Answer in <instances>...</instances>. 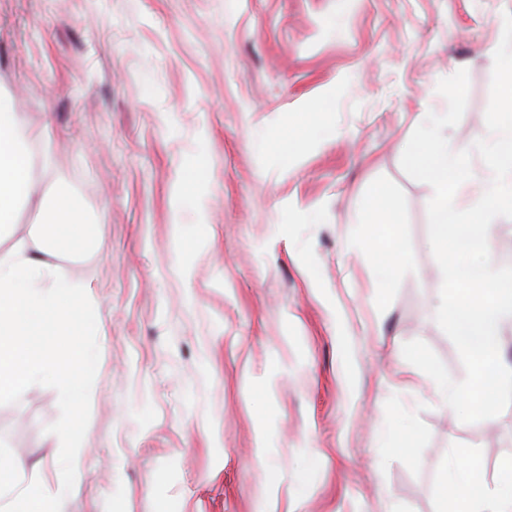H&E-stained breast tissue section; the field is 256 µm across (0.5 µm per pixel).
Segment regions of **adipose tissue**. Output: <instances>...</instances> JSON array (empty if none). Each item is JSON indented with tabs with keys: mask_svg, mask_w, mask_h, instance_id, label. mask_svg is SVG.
<instances>
[{
	"mask_svg": "<svg viewBox=\"0 0 512 512\" xmlns=\"http://www.w3.org/2000/svg\"><path fill=\"white\" fill-rule=\"evenodd\" d=\"M41 139L0 97V238H12L0 252V403L21 402L42 376H49L64 409L59 430L63 454L82 458L88 449L78 412L97 387L95 363L88 352L96 332L95 306L79 281L59 261L98 247L83 209L63 187L38 192L37 169H49L48 156L37 157ZM32 211L27 229L22 215ZM469 456L448 461L445 484L453 493L447 512H512V462L494 488L461 483L473 471Z\"/></svg>",
	"mask_w": 512,
	"mask_h": 512,
	"instance_id": "ef3b65f1",
	"label": "adipose tissue"
}]
</instances>
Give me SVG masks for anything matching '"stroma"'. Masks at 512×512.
<instances>
[{"mask_svg":"<svg viewBox=\"0 0 512 512\" xmlns=\"http://www.w3.org/2000/svg\"><path fill=\"white\" fill-rule=\"evenodd\" d=\"M512 0H0V83L95 218L62 259L96 301L89 441L61 456L50 383L0 406L18 485L67 478L64 512H440L450 456L494 485L512 407L464 423L404 343L464 370L435 320L429 184L400 159L440 79L469 74L448 131L487 133L493 54ZM270 148L258 149L261 141ZM200 164L210 193L179 201ZM400 203L365 228L370 193ZM209 224L197 228L198 209ZM396 239L417 275L378 291L352 250ZM412 429L398 432L402 411Z\"/></svg>","mask_w":512,"mask_h":512,"instance_id":"stroma-1","label":"stroma"}]
</instances>
